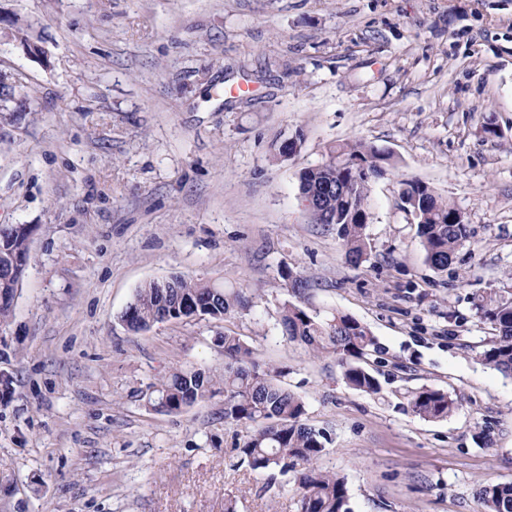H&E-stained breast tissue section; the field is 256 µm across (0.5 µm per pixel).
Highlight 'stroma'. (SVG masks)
<instances>
[{
    "mask_svg": "<svg viewBox=\"0 0 512 512\" xmlns=\"http://www.w3.org/2000/svg\"><path fill=\"white\" fill-rule=\"evenodd\" d=\"M0 72L27 106L0 118V225L31 230L0 327V512H297L287 477L230 469L247 429L223 396L147 403L173 369L223 372L226 334L286 369L352 512H482L483 482L512 483V378L480 362L495 331L471 305L512 286V0H0ZM357 139L394 166L353 267L299 173ZM404 178L470 226L447 271L400 207ZM286 269L311 309L371 329L379 395L282 335ZM174 273L252 302L128 330L138 288ZM423 386L457 409L413 415Z\"/></svg>",
    "mask_w": 512,
    "mask_h": 512,
    "instance_id": "35a3bbf8",
    "label": "stroma"
}]
</instances>
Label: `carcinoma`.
<instances>
[{"instance_id":"carcinoma-1","label":"carcinoma","mask_w":512,"mask_h":512,"mask_svg":"<svg viewBox=\"0 0 512 512\" xmlns=\"http://www.w3.org/2000/svg\"><path fill=\"white\" fill-rule=\"evenodd\" d=\"M390 154L362 141L336 146L330 160L300 173V188L308 191L334 182L339 190L326 205L329 217L321 224H336L343 241L345 261L359 266L366 260L369 242L365 233L370 213L369 180L390 166ZM400 197L414 216L428 262L445 271L453 255L470 239L466 221H457L458 209L436 196L421 181H400ZM29 239L15 224L0 225V289L9 288L26 270ZM249 304L239 291L202 284L184 276L152 281L138 289L121 316L127 328L141 332L160 322L208 316L222 320L237 307ZM475 310L496 331L494 340L480 354V361L512 376V296L491 290L474 302ZM282 331L288 340L314 356L336 355L344 383L368 395H378L381 385L365 366L378 350L370 328L337 310L321 314L303 304L288 302L281 312ZM229 363L215 374L200 369L176 368L155 386L148 404L157 412L179 414L185 408L216 395H224V422L250 427L235 445L237 463L253 471L273 470L289 476L296 486L298 512H351L346 478L322 470L318 459L325 451V435L305 423L303 399L279 380L284 370H261L250 361L251 350L237 336L221 337ZM412 413L425 420H442L456 408L447 392L422 387L408 400ZM484 512H512V483H486L479 488Z\"/></svg>"}]
</instances>
